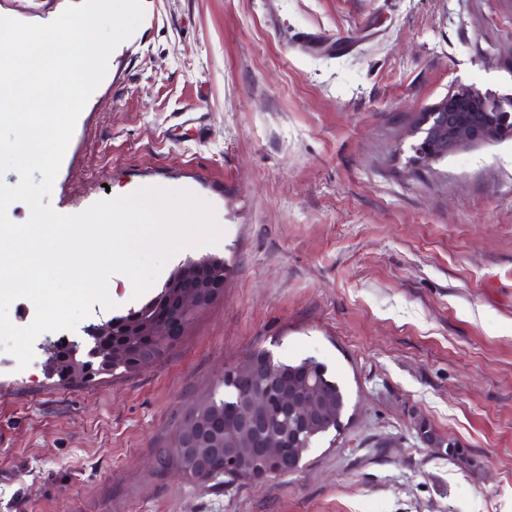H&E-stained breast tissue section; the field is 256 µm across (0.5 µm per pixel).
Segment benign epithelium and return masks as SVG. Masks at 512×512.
I'll return each instance as SVG.
<instances>
[{"label":"benign epithelium","mask_w":512,"mask_h":512,"mask_svg":"<svg viewBox=\"0 0 512 512\" xmlns=\"http://www.w3.org/2000/svg\"><path fill=\"white\" fill-rule=\"evenodd\" d=\"M416 128L423 134L417 153L420 163L441 158L465 144L490 143L512 134V130L498 120L497 110L491 108L485 95L471 86L453 89L429 111L420 113ZM176 286L184 289L179 307L158 309L154 321L145 327L140 326L139 318L133 314L126 322L146 336L180 335L182 310L193 304L195 289L202 287V283L183 277L179 283L171 284L173 288ZM241 387L244 398L238 406L236 421L224 431L244 436L248 445L241 447L214 440L208 446L204 444L207 424L200 419L190 420L181 426L172 448L183 474L208 478V458L219 453L238 471L254 480L266 481L278 473L283 452L279 440L264 436L270 403L276 402L294 418V424L283 429V435L290 439L297 430L317 425L329 406L325 395L317 389L281 386L280 375L267 352L256 357L242 375Z\"/></svg>","instance_id":"benign-epithelium-1"}]
</instances>
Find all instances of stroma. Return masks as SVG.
<instances>
[{"label": "stroma", "mask_w": 512, "mask_h": 512, "mask_svg": "<svg viewBox=\"0 0 512 512\" xmlns=\"http://www.w3.org/2000/svg\"><path fill=\"white\" fill-rule=\"evenodd\" d=\"M82 0H0L47 24ZM49 201L192 192L224 295L169 358L82 385L0 371V512H512V136L413 162L461 84L512 92V0H142ZM262 349L345 387L297 473L158 470L199 397ZM468 449L461 468L418 420Z\"/></svg>", "instance_id": "obj_1"}]
</instances>
